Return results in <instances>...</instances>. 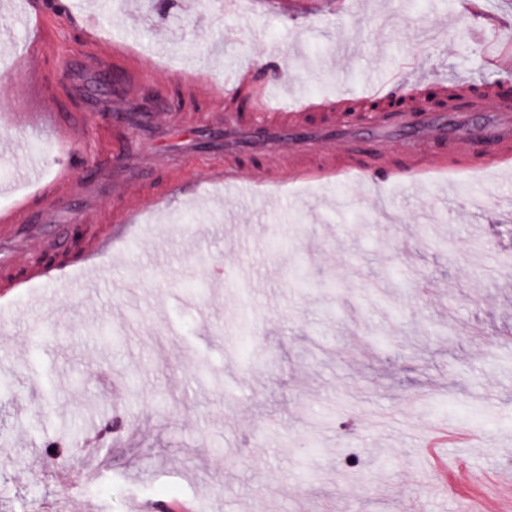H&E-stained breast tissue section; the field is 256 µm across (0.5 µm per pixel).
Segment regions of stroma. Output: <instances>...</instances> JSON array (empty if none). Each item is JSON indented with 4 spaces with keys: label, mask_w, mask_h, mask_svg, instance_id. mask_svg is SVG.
Masks as SVG:
<instances>
[{
    "label": "stroma",
    "mask_w": 512,
    "mask_h": 512,
    "mask_svg": "<svg viewBox=\"0 0 512 512\" xmlns=\"http://www.w3.org/2000/svg\"><path fill=\"white\" fill-rule=\"evenodd\" d=\"M30 16L29 31L19 19ZM137 39L173 109L206 112L180 80L214 93L287 80L304 102L358 91L383 69L426 82L512 87V0H0V207L27 193L22 134L29 58L51 106L85 112L65 69L98 39ZM53 41L40 50L41 37ZM192 183L95 282L14 297L0 315V512H128L200 501L218 512H458L512 464V171L384 197L335 177L288 186L224 221L234 192ZM483 197L481 230L467 200ZM459 215L447 224L449 205ZM444 239L447 249L421 238ZM219 267L223 286L187 276ZM438 425L477 446L430 453ZM71 452L53 457L51 444ZM446 493L427 496L431 474Z\"/></svg>",
    "instance_id": "obj_1"
}]
</instances>
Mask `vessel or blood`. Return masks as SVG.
I'll list each match as a JSON object with an SVG mask.
<instances>
[{
    "label": "vessel or blood",
    "instance_id": "obj_1",
    "mask_svg": "<svg viewBox=\"0 0 512 512\" xmlns=\"http://www.w3.org/2000/svg\"><path fill=\"white\" fill-rule=\"evenodd\" d=\"M94 83L80 86L90 102L98 89H112L102 111L91 121L105 126L111 140L95 145L93 174L76 168V145L84 126L71 115L50 108L42 93L38 60H29V111L20 113L19 129L47 135L56 146L55 164L32 159L24 178L32 196H47L42 207L30 208L18 200L0 209V301L34 284L56 285L68 280L71 269L41 263L44 254L63 249L72 225L96 210L102 199L117 203L121 231L108 238L92 237L88 262L109 255L125 235L134 233L141 217L163 204L175 192L168 177L170 165L215 158L227 163L235 181L252 195L268 194L277 185L267 165L275 153L296 158L299 179L317 182L326 175L366 182L374 188L389 185L423 188L459 173L477 176L503 169L498 152L512 148V114L487 105L483 125H474L466 111L443 112L428 106H406L395 112H315L297 98H276L257 89L242 112L194 113L173 111L158 88L156 68L132 77L124 60L133 57L125 39H103L97 44ZM360 99H397L402 88H388L379 73L367 72ZM421 140L428 147L425 164L414 170L400 166L393 155L376 151L386 143Z\"/></svg>",
    "mask_w": 512,
    "mask_h": 512
}]
</instances>
